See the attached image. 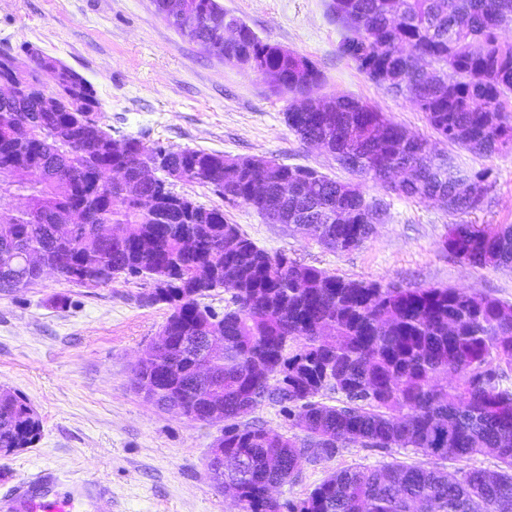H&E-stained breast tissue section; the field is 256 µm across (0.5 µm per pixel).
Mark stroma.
Listing matches in <instances>:
<instances>
[{
  "mask_svg": "<svg viewBox=\"0 0 512 512\" xmlns=\"http://www.w3.org/2000/svg\"><path fill=\"white\" fill-rule=\"evenodd\" d=\"M265 41L307 56L322 74L308 95L351 94L375 105L407 133L427 138L465 173L492 169L481 207L449 214L370 180L361 191L382 201L385 219L358 248L339 252L246 205H224L210 187L173 189L205 207L223 206L230 223L259 247L338 275L403 287L448 286L512 303V266L474 267L444 246L449 225L512 224V146L481 156L439 140L409 100L385 93L338 53L342 31L329 0H221ZM32 45L60 59L97 90L101 124L113 138L200 148L228 158L263 157L349 174L284 121L293 96L271 91L253 71L224 63L157 14L153 0H0V43ZM146 287L119 279L76 287L48 273L35 285L0 294V388L24 398L41 420L30 448L0 454V496L32 473L51 469L112 492V512H239L215 489L206 463L221 424L200 426L158 409L132 385L137 358L157 339L167 305L140 300ZM387 452L349 447L307 466L280 500L303 499L331 472L373 466Z\"/></svg>",
  "mask_w": 512,
  "mask_h": 512,
  "instance_id": "stroma-1",
  "label": "stroma"
}]
</instances>
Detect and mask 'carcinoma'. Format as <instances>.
I'll return each mask as SVG.
<instances>
[{
    "instance_id": "cac0c4a2",
    "label": "carcinoma",
    "mask_w": 512,
    "mask_h": 512,
    "mask_svg": "<svg viewBox=\"0 0 512 512\" xmlns=\"http://www.w3.org/2000/svg\"><path fill=\"white\" fill-rule=\"evenodd\" d=\"M158 14L189 38L208 42L228 64L252 61L275 93L293 91L299 63L279 54L246 23L221 41L224 6L198 0V20L178 24L175 0H153ZM346 31L338 50L377 85L408 99L441 139L486 156L512 143V0H333ZM0 50V182L25 200L0 211V293L36 284L47 271L86 288L117 278L153 285L148 304L170 310L162 346L140 357L136 387L148 402L192 424L224 423L214 447L230 466L216 485L241 512H509L512 509V305L459 288H404L355 281L257 246L219 207L183 196L171 182L142 181L141 163L163 157L165 174L213 188L229 204L265 214L256 194L258 160L216 151L147 146L112 138L97 120L94 86L31 47ZM54 75L45 89L40 73ZM330 112H285L304 142L328 141L352 175L382 181L402 169L391 191L442 201L468 213V187H489L491 170L451 171L385 113L349 95ZM299 185L277 223L305 229L328 249L361 246L385 210L352 181L304 166L272 163ZM157 196L168 213L138 197ZM445 246L474 266L512 265V225L450 224ZM230 298L220 314L202 304L216 289ZM333 404L325 403V400ZM278 410L287 431L254 416ZM40 421L21 397L0 390V449L29 448ZM411 449L438 460L489 456L498 469L461 476L438 466L393 461L330 474L297 502L269 496L307 465L340 449Z\"/></svg>"
}]
</instances>
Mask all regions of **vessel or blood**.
<instances>
[{"mask_svg":"<svg viewBox=\"0 0 512 512\" xmlns=\"http://www.w3.org/2000/svg\"><path fill=\"white\" fill-rule=\"evenodd\" d=\"M83 505L91 512H112L111 497L95 483H70L50 470L20 481L0 497V512H75Z\"/></svg>","mask_w":512,"mask_h":512,"instance_id":"b4317fda","label":"vessel or blood"}]
</instances>
